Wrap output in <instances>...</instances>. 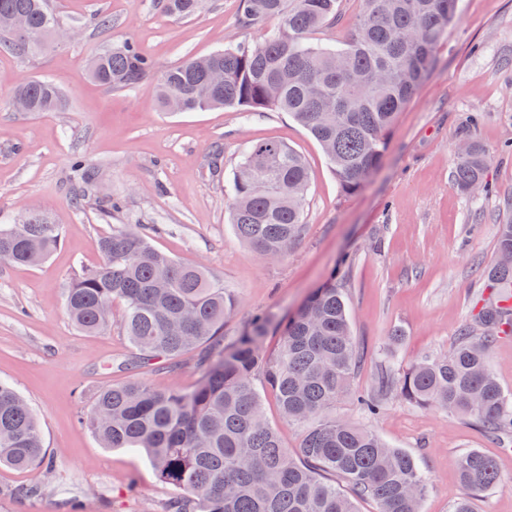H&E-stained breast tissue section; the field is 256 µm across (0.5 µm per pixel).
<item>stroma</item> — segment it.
Here are the masks:
<instances>
[{
  "label": "stroma",
  "instance_id": "35a3bbf8",
  "mask_svg": "<svg viewBox=\"0 0 512 512\" xmlns=\"http://www.w3.org/2000/svg\"><path fill=\"white\" fill-rule=\"evenodd\" d=\"M51 6L66 31L56 46L36 57L0 51V224L37 208L62 233L40 264L0 263V381L37 413L53 466H0V512H64L66 494L82 512H160L172 494L145 456L101 447L78 418L99 390L127 379L135 354L121 327V303L98 335L79 332L65 310L67 288L100 263L96 243L117 227L223 278L238 300L224 321L228 345L253 316L288 317L335 277L361 354L354 393L337 402L336 415L417 459L430 484L420 512H453L464 493L456 460L475 448L496 458L508 484L477 497L474 512H512V439L395 397L370 417L356 399L371 391L380 365L398 371L452 349L495 256L498 226L512 218V0H460V19L438 46L432 74L398 113L380 168L353 195L340 191L318 143L287 113L168 114L155 108L154 77L131 90L91 79L96 52L127 40L163 69L261 39L267 23L239 26L241 0H207L189 18L168 16L158 0ZM100 11L111 15L110 28L94 26ZM29 77L61 89L60 111L11 110L14 87ZM474 116L491 153L489 195L463 194L452 180L461 132ZM264 140L292 146L309 169L304 231L282 258L259 256L229 222L224 179L248 143ZM78 160L91 185L77 198L71 171ZM397 329L402 339L393 346ZM197 359L193 350L174 367L154 360L136 375L161 390L188 391L199 381Z\"/></svg>",
  "mask_w": 512,
  "mask_h": 512
}]
</instances>
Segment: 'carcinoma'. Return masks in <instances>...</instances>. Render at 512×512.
I'll list each match as a JSON object with an SVG mask.
<instances>
[{"mask_svg": "<svg viewBox=\"0 0 512 512\" xmlns=\"http://www.w3.org/2000/svg\"><path fill=\"white\" fill-rule=\"evenodd\" d=\"M203 0H161L172 16L190 17ZM341 0H243L238 23L273 22L256 43L190 56L158 70L131 42L114 45L92 62L91 76L109 89H132L149 75L162 112L231 107L248 118L286 112L321 145L345 195L360 191L379 166L387 135L402 108L434 70L435 51L459 18V0H359V16L342 44L312 35L341 20ZM25 19L27 35L0 30V49L45 52L58 25L49 0H0V16ZM13 96L31 112H56L63 103L50 81L24 79ZM464 150L453 171L465 194L486 192L489 153L476 125L462 134ZM309 174L287 144L250 143L228 182L236 235L256 253L283 257L304 230ZM61 239L42 210L0 225V261L33 265ZM102 263L85 269L66 290L69 319L82 332L112 326V305H123L121 326L144 361L173 360L205 344L190 391L158 390L129 379L97 392L79 420L106 448L145 452L158 479L173 489L161 512H358L370 498L378 512H418L427 481L416 460L390 447L367 427L336 417V403L353 390L360 362L343 289L316 288L295 315L254 317L234 343L224 345V319L237 305L224 280L201 265H183L151 247L134 230L118 227L100 238ZM512 220L499 225L496 257L482 275L484 293L472 321L448 354L381 372L375 391L359 397L379 414L395 395L424 409L457 413L489 435H512V395L490 365L489 351L512 335V306L498 292L512 289ZM277 349L265 348L272 324ZM281 416L303 426L299 448H285L268 420L264 391ZM0 465L30 470L51 465L40 423L9 384L0 381ZM466 495L454 512H472L471 499L507 485L497 460L479 450L456 463ZM337 480H330L328 476Z\"/></svg>", "mask_w": 512, "mask_h": 512, "instance_id": "1", "label": "carcinoma"}]
</instances>
